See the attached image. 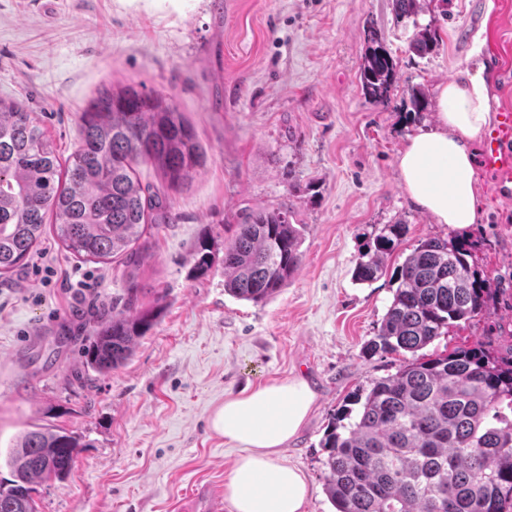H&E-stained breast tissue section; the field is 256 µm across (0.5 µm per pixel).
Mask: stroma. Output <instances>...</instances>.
<instances>
[{"label": "stroma", "instance_id": "35a3bbf8", "mask_svg": "<svg viewBox=\"0 0 512 512\" xmlns=\"http://www.w3.org/2000/svg\"><path fill=\"white\" fill-rule=\"evenodd\" d=\"M439 44L420 55L393 0H0V99L35 112L60 157L80 139L79 115L96 90L133 84L173 99L193 127L203 166L180 190L140 166L163 191L167 221L142 242L139 267L86 262L54 233L38 251L58 275H92L97 308L129 281L158 324L128 363L84 374L81 350L96 318L32 266L0 278V446L50 425L79 436L69 476L36 484L39 512H172L198 483L223 490L238 449L211 427L226 396L304 378L315 394L284 462L306 475V512H334L320 443L334 413L396 373L403 358L372 352L396 289L390 269L426 237L448 238L406 197L396 154L431 112L410 110L412 87L435 96L462 65L483 69L492 109L512 107V0H419ZM377 29L397 65L383 103L365 99L358 73L365 34ZM482 207L462 237L473 270L512 284V197L477 171ZM288 204L302 227L303 262L264 304L224 292V266L194 276L200 236L229 239L252 209ZM406 224L388 273L369 284L352 271L375 227ZM512 300L451 329L433 350L494 347Z\"/></svg>", "mask_w": 512, "mask_h": 512}]
</instances>
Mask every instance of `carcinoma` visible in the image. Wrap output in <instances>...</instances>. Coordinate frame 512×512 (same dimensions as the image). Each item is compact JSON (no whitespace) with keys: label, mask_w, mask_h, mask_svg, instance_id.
Masks as SVG:
<instances>
[{"label":"carcinoma","mask_w":512,"mask_h":512,"mask_svg":"<svg viewBox=\"0 0 512 512\" xmlns=\"http://www.w3.org/2000/svg\"><path fill=\"white\" fill-rule=\"evenodd\" d=\"M417 2L393 0L396 14L412 19V49L426 54L439 38L433 24L417 19ZM395 82L396 63L372 30L359 89L383 103ZM79 121V144L63 167L34 113L0 100V276L28 261L48 223L77 258L139 264L136 244L149 225L164 223L166 200L141 185L137 168H157L177 189L203 164L194 129L162 93L105 88ZM291 218L286 207L246 213L224 244V293L258 305L288 284L303 259L302 228ZM406 228L384 224L371 233L356 282L383 274ZM468 257L465 241L427 237L394 269L392 302L367 349L411 358L363 390L358 411L327 426L324 491L336 512H512V345L504 354L465 346L421 353L493 299L489 277L472 270ZM215 258L212 240L202 239L194 273L208 272ZM140 292L130 284L112 298V312L99 315L87 369L117 371L158 323L164 306H140ZM81 447L79 437L51 427L18 436L4 455L11 479L0 482V512H38L33 485L65 480Z\"/></svg>","instance_id":"cac0c4a2"}]
</instances>
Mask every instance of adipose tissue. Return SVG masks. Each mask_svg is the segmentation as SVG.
I'll list each match as a JSON object with an SVG mask.
<instances>
[{"mask_svg":"<svg viewBox=\"0 0 512 512\" xmlns=\"http://www.w3.org/2000/svg\"><path fill=\"white\" fill-rule=\"evenodd\" d=\"M491 123L485 81L465 69L439 85L432 125L408 136L399 150L402 187L435 223L458 230L476 223L473 145ZM314 400L309 384L296 377L243 390L214 412L213 429L242 450L224 480L232 512H305L307 478L279 454L305 424Z\"/></svg>","mask_w":512,"mask_h":512,"instance_id":"ef3b65f1","label":"adipose tissue"}]
</instances>
